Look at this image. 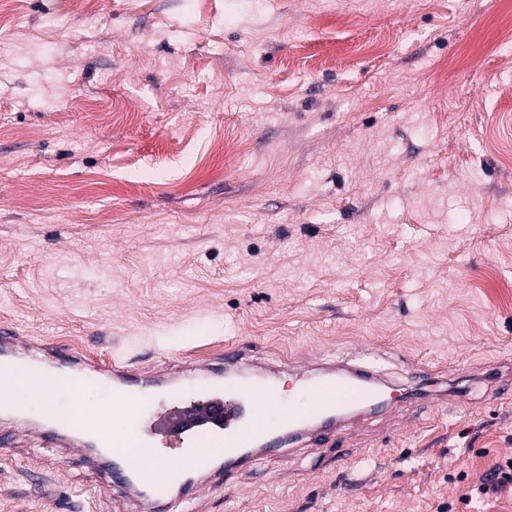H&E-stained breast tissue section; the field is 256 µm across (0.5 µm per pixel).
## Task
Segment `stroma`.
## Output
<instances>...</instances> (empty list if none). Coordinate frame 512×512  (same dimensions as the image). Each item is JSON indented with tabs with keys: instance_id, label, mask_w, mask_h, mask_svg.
I'll list each match as a JSON object with an SVG mask.
<instances>
[{
	"instance_id": "1",
	"label": "stroma",
	"mask_w": 512,
	"mask_h": 512,
	"mask_svg": "<svg viewBox=\"0 0 512 512\" xmlns=\"http://www.w3.org/2000/svg\"><path fill=\"white\" fill-rule=\"evenodd\" d=\"M12 0L0 25V327L164 372L231 346L390 393L164 512H512V0ZM228 144L216 155L212 142ZM468 393L457 405L443 396ZM0 447V512H132L98 463ZM508 484L512 485V458H506L495 464L488 477L483 479L476 490L481 495L497 494Z\"/></svg>"
}]
</instances>
